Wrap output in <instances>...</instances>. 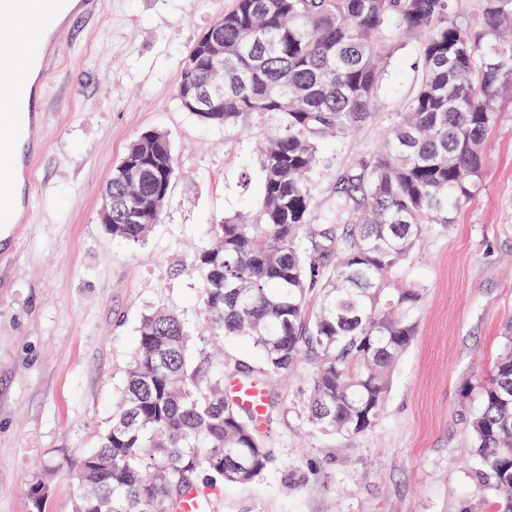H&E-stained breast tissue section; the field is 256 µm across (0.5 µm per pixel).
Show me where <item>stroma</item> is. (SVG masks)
I'll list each match as a JSON object with an SVG mask.
<instances>
[{
	"label": "stroma",
	"mask_w": 512,
	"mask_h": 512,
	"mask_svg": "<svg viewBox=\"0 0 512 512\" xmlns=\"http://www.w3.org/2000/svg\"><path fill=\"white\" fill-rule=\"evenodd\" d=\"M232 0H99L67 23L43 87V151L27 220L0 241V512H32L27 489L49 476L45 512H73L81 461L112 413L142 315L177 311L203 323L186 264L209 227L255 196L258 159L244 125L215 127L184 111L176 89L187 53ZM396 76L373 115L337 140L332 170L312 179L314 218L334 217L336 184L372 158L421 71L400 35ZM485 165L453 224L436 227L405 264L424 288L418 336L392 375L385 411L343 439L303 413L307 363L267 381L273 464L222 488L216 512H491L467 457L465 392L486 376L512 321V80L496 102ZM169 138L178 175L159 223L139 243L99 221L101 187L141 133Z\"/></svg>",
	"instance_id": "1"
}]
</instances>
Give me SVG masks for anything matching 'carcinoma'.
<instances>
[{
	"label": "carcinoma",
	"instance_id": "cac0c4a2",
	"mask_svg": "<svg viewBox=\"0 0 512 512\" xmlns=\"http://www.w3.org/2000/svg\"><path fill=\"white\" fill-rule=\"evenodd\" d=\"M451 0H234L210 34L224 42V76L212 89L213 126L251 118L263 136L261 176L249 211L210 225L190 261L208 331L238 338L260 356L235 377L266 381L311 366L305 417L343 439L382 417L394 364L416 338L422 286L404 264L434 224L474 195L494 103L512 79V0H481V32L451 18ZM416 39L421 73L392 115L380 153L355 163L336 187V223L312 224L308 175L329 169L326 143L371 117L398 45ZM177 99L206 81L213 61L194 44ZM143 163L141 217L127 220L118 170L114 240L137 243L160 215L152 205L175 179L159 131L124 154ZM319 306L309 309L311 296ZM226 363L213 360L173 311L142 316L109 424L79 469L74 512H177L185 494L248 484L272 464L258 423L224 392ZM468 422L477 491L512 512V321ZM206 474L198 485L193 477Z\"/></svg>",
	"mask_w": 512,
	"mask_h": 512
}]
</instances>
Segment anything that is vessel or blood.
Here are the masks:
<instances>
[{
  "label": "vessel or blood",
  "instance_id": "1",
  "mask_svg": "<svg viewBox=\"0 0 512 512\" xmlns=\"http://www.w3.org/2000/svg\"><path fill=\"white\" fill-rule=\"evenodd\" d=\"M69 3L70 0H0V72L11 69L15 52L24 43L23 23L42 27L64 14ZM41 92L38 84H16L0 95V224L22 223L28 208V199L19 195L18 187L32 180L30 160L16 158L15 143L23 136L30 150L39 148L38 134L44 117L39 103ZM229 391L253 418L262 419L266 407L262 388L235 381Z\"/></svg>",
  "mask_w": 512,
  "mask_h": 512
}]
</instances>
